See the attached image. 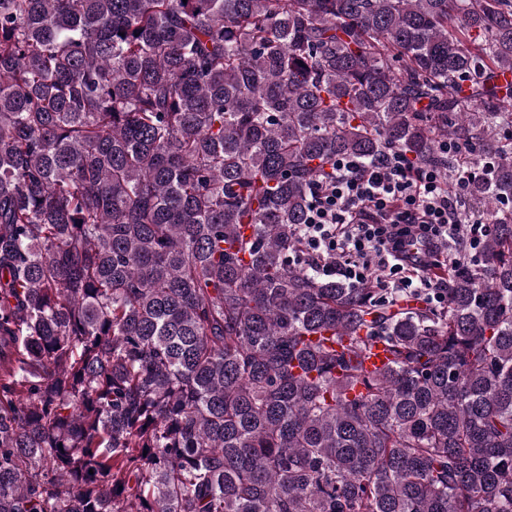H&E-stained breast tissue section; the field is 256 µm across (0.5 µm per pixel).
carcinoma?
Listing matches in <instances>:
<instances>
[{"label":"carcinoma","instance_id":"obj_1","mask_svg":"<svg viewBox=\"0 0 512 512\" xmlns=\"http://www.w3.org/2000/svg\"><path fill=\"white\" fill-rule=\"evenodd\" d=\"M505 70L512 0H0V512H512ZM390 150L498 218L441 307L296 260Z\"/></svg>","mask_w":512,"mask_h":512}]
</instances>
